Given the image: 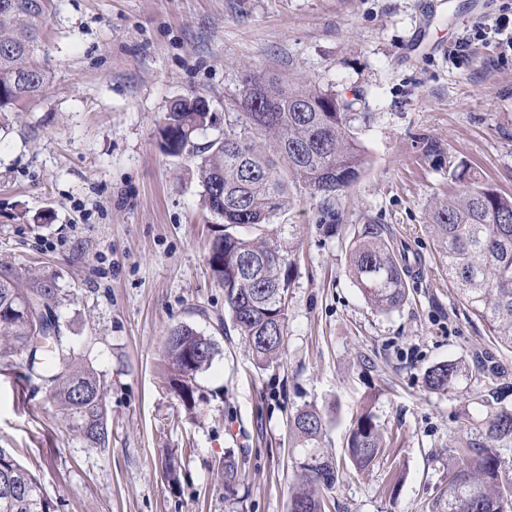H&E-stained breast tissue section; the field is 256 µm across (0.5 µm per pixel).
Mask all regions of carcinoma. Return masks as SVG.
I'll list each match as a JSON object with an SVG mask.
<instances>
[{
  "instance_id": "obj_1",
  "label": "carcinoma",
  "mask_w": 512,
  "mask_h": 512,
  "mask_svg": "<svg viewBox=\"0 0 512 512\" xmlns=\"http://www.w3.org/2000/svg\"><path fill=\"white\" fill-rule=\"evenodd\" d=\"M55 0H0V112H19L49 87L51 73L41 61L43 32ZM224 135L200 145L197 136L213 124L199 96L172 102L158 130V146L169 155L199 159L202 196L210 211L224 219L211 241L207 265L224 288V307L233 328L259 365L278 355L283 341L290 284L289 250L263 240L271 219L288 207V196L302 187L320 195L331 208L336 192L352 184L368 159L356 123L365 119L354 102L310 84L273 74L241 77ZM272 139L265 146L264 139ZM461 193L436 205L429 229L448 259V277L470 311L492 336L512 346V195L457 176ZM381 224H365L350 247L349 275L366 291L379 312L400 307L407 298L405 272L410 257L397 253ZM54 281L31 273L24 278L0 269V358L21 357L23 380L42 382L65 427L87 448H103L109 426L105 388L98 372L81 360L63 326L44 324L55 311ZM213 340L187 325L172 327L165 353L179 373V394L193 397L192 381L214 356ZM462 365L441 362L426 373L432 391H446ZM484 440L467 442L448 468V496L433 512H512V468L500 443L512 438V411L491 408L484 419ZM328 423L321 411L302 407L288 420V444L299 449L298 479L289 512H325L323 494L339 481L336 457L323 450ZM386 441L364 405L353 422L347 453L363 470L380 455ZM0 512H55L37 477L6 448H0ZM242 484L238 462L224 452V498L232 500Z\"/></svg>"
}]
</instances>
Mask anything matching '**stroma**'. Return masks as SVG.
Masks as SVG:
<instances>
[{
	"instance_id": "1",
	"label": "stroma",
	"mask_w": 512,
	"mask_h": 512,
	"mask_svg": "<svg viewBox=\"0 0 512 512\" xmlns=\"http://www.w3.org/2000/svg\"><path fill=\"white\" fill-rule=\"evenodd\" d=\"M512 0H56L47 22L46 93L0 112V266L55 280L61 321L106 391L112 435L90 450L45 390L0 361V447L36 474L56 512H289L296 452L287 420L330 418L344 461L364 399L397 433L375 464L346 466L334 512H431L448 492L459 438L482 440L488 406L512 410V347L490 335L448 280L427 230L466 172L512 194V49L481 33ZM469 32L466 55L447 46ZM307 81L354 100L369 162L339 192L293 191L268 230L292 248L283 346L256 366L225 327L207 266L223 221L201 196L197 161L164 154L156 131L177 98L206 97L216 124L245 71ZM381 224L423 266L401 308L382 313L348 276L349 244ZM211 337L215 354L184 402L165 365L170 328ZM465 372L445 392L427 369ZM244 498H224V452ZM461 372L462 365L458 362L437 363L426 373V386L432 391H448Z\"/></svg>"
}]
</instances>
